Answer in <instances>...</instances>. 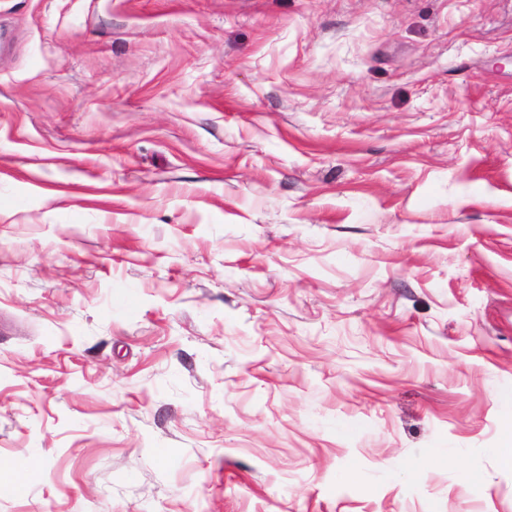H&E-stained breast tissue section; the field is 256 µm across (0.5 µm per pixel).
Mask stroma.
<instances>
[{
	"label": "stroma",
	"instance_id": "35a3bbf8",
	"mask_svg": "<svg viewBox=\"0 0 512 512\" xmlns=\"http://www.w3.org/2000/svg\"><path fill=\"white\" fill-rule=\"evenodd\" d=\"M512 0H0V512H512Z\"/></svg>",
	"mask_w": 512,
	"mask_h": 512
}]
</instances>
